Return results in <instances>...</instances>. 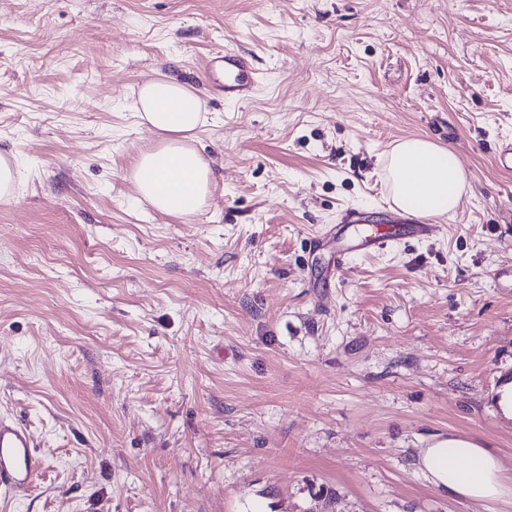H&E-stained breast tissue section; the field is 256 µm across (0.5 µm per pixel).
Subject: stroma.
<instances>
[{
    "mask_svg": "<svg viewBox=\"0 0 512 512\" xmlns=\"http://www.w3.org/2000/svg\"><path fill=\"white\" fill-rule=\"evenodd\" d=\"M248 54L250 99L209 57ZM201 95L215 175L194 215L138 202L160 75ZM427 137L471 192L387 230L383 155ZM512 0H0V415L43 476L0 512H512L417 467L469 435L512 468ZM20 190L18 171L13 157L0 152V201L8 202L15 198Z\"/></svg>",
    "mask_w": 512,
    "mask_h": 512,
    "instance_id": "obj_1",
    "label": "stroma"
}]
</instances>
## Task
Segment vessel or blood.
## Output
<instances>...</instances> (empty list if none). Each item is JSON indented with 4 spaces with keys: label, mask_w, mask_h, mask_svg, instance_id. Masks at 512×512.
<instances>
[{
    "label": "vessel or blood",
    "mask_w": 512,
    "mask_h": 512,
    "mask_svg": "<svg viewBox=\"0 0 512 512\" xmlns=\"http://www.w3.org/2000/svg\"><path fill=\"white\" fill-rule=\"evenodd\" d=\"M214 87L225 98L241 100L249 96L256 72L237 50L224 49L208 60ZM43 461L36 453L26 427L10 418H0V491L11 495L28 491L39 479Z\"/></svg>",
    "instance_id": "obj_1"
}]
</instances>
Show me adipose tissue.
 <instances>
[{
    "mask_svg": "<svg viewBox=\"0 0 512 512\" xmlns=\"http://www.w3.org/2000/svg\"><path fill=\"white\" fill-rule=\"evenodd\" d=\"M132 108L141 124L158 135L157 146L142 149L132 181L138 196L156 211L189 216L203 206L213 171L195 145L206 120L205 104L186 83L173 77L139 86ZM397 207L441 216L457 209L468 183L450 152L423 137L397 142L383 160ZM420 470L439 490L462 500H512V473L498 454L481 442L451 435L433 439L418 457Z\"/></svg>",
    "mask_w": 512,
    "mask_h": 512,
    "instance_id": "adipose-tissue-1",
    "label": "adipose tissue"
}]
</instances>
